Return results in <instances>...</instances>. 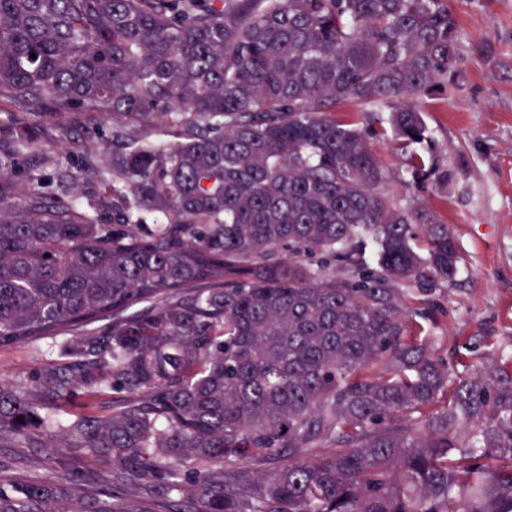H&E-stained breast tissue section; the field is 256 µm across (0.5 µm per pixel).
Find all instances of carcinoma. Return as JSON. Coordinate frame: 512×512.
<instances>
[{
    "mask_svg": "<svg viewBox=\"0 0 512 512\" xmlns=\"http://www.w3.org/2000/svg\"><path fill=\"white\" fill-rule=\"evenodd\" d=\"M457 59L450 0H0L21 111L0 125V346L72 332L27 390L0 385V447L52 449L45 477L0 474V512H155L78 495L56 448L166 512H512V374L430 350L402 286L452 283L460 256L379 190L389 129L413 185L448 188L417 98ZM76 110L112 119V154L44 155L31 117ZM60 451L71 457L73 483L82 493L90 487L101 489L109 483L111 476L113 479L120 474V465L111 458L93 456L69 448H62Z\"/></svg>",
    "mask_w": 512,
    "mask_h": 512,
    "instance_id": "1",
    "label": "carcinoma"
}]
</instances>
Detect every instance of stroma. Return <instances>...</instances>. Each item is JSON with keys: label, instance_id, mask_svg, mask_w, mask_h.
<instances>
[{"label": "stroma", "instance_id": "stroma-1", "mask_svg": "<svg viewBox=\"0 0 512 512\" xmlns=\"http://www.w3.org/2000/svg\"><path fill=\"white\" fill-rule=\"evenodd\" d=\"M459 25L458 84L444 97L422 100L432 152L452 173L447 191L411 184L406 158L393 141L376 151L387 171L382 186L400 204L419 200L452 229L461 264L452 284L405 288L408 305L453 372H494L512 361V0H451ZM104 137L87 138L82 123L40 129L43 151L70 158L81 149L111 151ZM51 341L0 347V383L25 387L31 372L55 358ZM80 490L103 488L119 476L107 457L70 453Z\"/></svg>", "mask_w": 512, "mask_h": 512}]
</instances>
